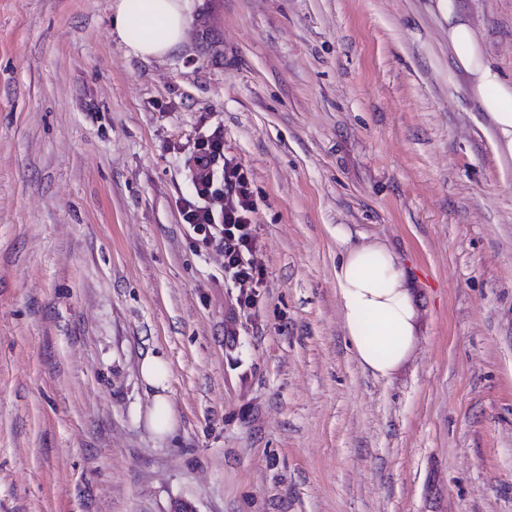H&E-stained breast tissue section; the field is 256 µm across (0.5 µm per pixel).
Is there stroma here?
I'll use <instances>...</instances> for the list:
<instances>
[{
  "instance_id": "stroma-1",
  "label": "stroma",
  "mask_w": 512,
  "mask_h": 512,
  "mask_svg": "<svg viewBox=\"0 0 512 512\" xmlns=\"http://www.w3.org/2000/svg\"><path fill=\"white\" fill-rule=\"evenodd\" d=\"M113 2L0 0V512H512V164L437 0H199L147 61ZM458 3L512 81V0ZM217 128L255 205L250 307L183 220ZM365 237L421 309L388 378L336 300ZM140 376L145 384L156 390L152 405L145 414L146 425L158 435L168 434L176 426L175 413L167 393L170 378L168 364L160 356H146L140 364Z\"/></svg>"
}]
</instances>
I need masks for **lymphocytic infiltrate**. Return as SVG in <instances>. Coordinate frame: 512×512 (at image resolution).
Wrapping results in <instances>:
<instances>
[{
    "mask_svg": "<svg viewBox=\"0 0 512 512\" xmlns=\"http://www.w3.org/2000/svg\"><path fill=\"white\" fill-rule=\"evenodd\" d=\"M196 199L188 203L185 223L204 232L206 241L224 251V276L240 290V301L252 304L264 270L256 261L257 241L252 228L255 211L249 181L241 167L224 154V134L214 130L203 139L189 167ZM223 189H216V180Z\"/></svg>",
    "mask_w": 512,
    "mask_h": 512,
    "instance_id": "obj_1",
    "label": "lymphocytic infiltrate"
}]
</instances>
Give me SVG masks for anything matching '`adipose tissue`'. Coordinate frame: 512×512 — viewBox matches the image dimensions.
I'll use <instances>...</instances> for the list:
<instances>
[{"label": "adipose tissue", "instance_id": "ef3b65f1", "mask_svg": "<svg viewBox=\"0 0 512 512\" xmlns=\"http://www.w3.org/2000/svg\"><path fill=\"white\" fill-rule=\"evenodd\" d=\"M438 7L448 23V49L488 118L497 156L512 162V84L488 62L457 0H438ZM194 23L193 0H117L112 19L116 36L144 60L181 52ZM336 299L345 334L364 370L386 378L410 360L420 308L400 258L386 243L366 239L346 248L336 271ZM140 376L154 390L146 425L156 434H168L176 426L168 364L156 355L145 357Z\"/></svg>", "mask_w": 512, "mask_h": 512}]
</instances>
